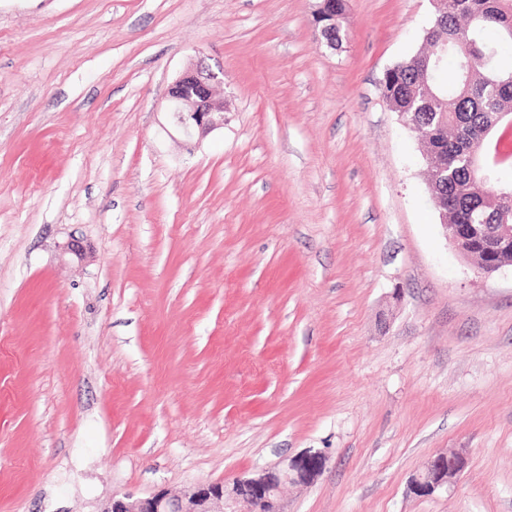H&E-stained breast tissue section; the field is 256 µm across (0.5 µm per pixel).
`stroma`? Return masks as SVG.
Segmentation results:
<instances>
[{"instance_id": "obj_1", "label": "stroma", "mask_w": 512, "mask_h": 512, "mask_svg": "<svg viewBox=\"0 0 512 512\" xmlns=\"http://www.w3.org/2000/svg\"><path fill=\"white\" fill-rule=\"evenodd\" d=\"M316 4L0 0V512L310 452L284 512H512V267L445 239L380 91L433 2L347 0L335 47ZM198 65L224 127L188 145L166 91ZM467 460L463 453L450 452L432 458L425 470L411 481L415 494L430 495L436 490L448 487L464 470Z\"/></svg>"}]
</instances>
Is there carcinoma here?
<instances>
[{
	"label": "carcinoma",
	"instance_id": "cac0c4a2",
	"mask_svg": "<svg viewBox=\"0 0 512 512\" xmlns=\"http://www.w3.org/2000/svg\"><path fill=\"white\" fill-rule=\"evenodd\" d=\"M512 0H443L425 34V47L385 74L381 92L409 127L424 134L425 155L448 161V175L428 182L432 200L452 203V224L512 225V208L476 176L466 158L480 135L497 131L512 115V66L501 58L499 43L512 44ZM448 42V55L433 48ZM453 81L439 75L445 62Z\"/></svg>",
	"mask_w": 512,
	"mask_h": 512
}]
</instances>
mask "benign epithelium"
Instances as JSON below:
<instances>
[{
  "label": "benign epithelium",
  "instance_id": "benign-epithelium-1",
  "mask_svg": "<svg viewBox=\"0 0 512 512\" xmlns=\"http://www.w3.org/2000/svg\"><path fill=\"white\" fill-rule=\"evenodd\" d=\"M224 83L218 74L202 67L181 73L167 89L171 119L185 141L224 128V100L215 95V86ZM507 159L473 153L469 163L486 174ZM445 237L467 256H480L478 268L492 274L503 268L499 254L512 246L508 226L499 234L484 235V224H442ZM321 454L307 455L267 468L256 478H235L232 482H200L190 492L175 496L160 489L146 497L114 496L103 512H254L259 503L268 512H282L280 490L285 483H308L322 466ZM466 457L450 452L432 458L425 470L411 481L416 494L430 495L453 483L464 470Z\"/></svg>",
  "mask_w": 512,
  "mask_h": 512
}]
</instances>
